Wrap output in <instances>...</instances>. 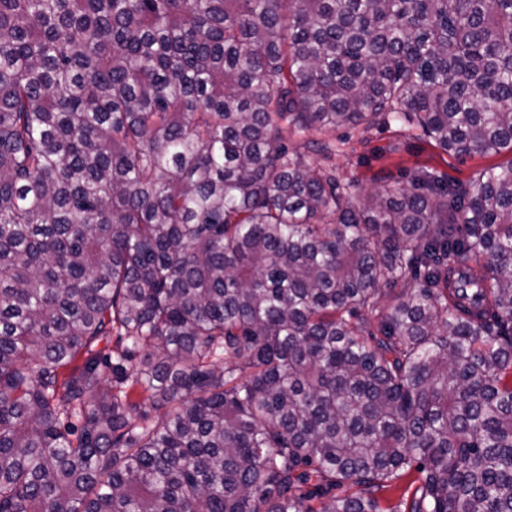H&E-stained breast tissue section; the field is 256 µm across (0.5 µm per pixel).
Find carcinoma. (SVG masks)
I'll use <instances>...</instances> for the list:
<instances>
[{"label": "carcinoma", "instance_id": "cac0c4a2", "mask_svg": "<svg viewBox=\"0 0 512 512\" xmlns=\"http://www.w3.org/2000/svg\"><path fill=\"white\" fill-rule=\"evenodd\" d=\"M391 122L512 153V0H0V512H512V160L288 147ZM333 138L341 150L332 160L337 174L343 179H357L363 192L383 185L408 184L421 171L444 181L466 182L480 169L510 159V154H449L416 139L408 127L393 122L368 130L342 127L336 129ZM418 473L411 471L396 481L395 488L383 491L377 494L380 498V504L383 508L395 507L402 499L411 496L415 488L419 485L417 480Z\"/></svg>", "mask_w": 512, "mask_h": 512}]
</instances>
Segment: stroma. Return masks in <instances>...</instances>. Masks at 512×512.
I'll use <instances>...</instances> for the list:
<instances>
[{
    "label": "stroma",
    "instance_id": "1",
    "mask_svg": "<svg viewBox=\"0 0 512 512\" xmlns=\"http://www.w3.org/2000/svg\"><path fill=\"white\" fill-rule=\"evenodd\" d=\"M334 137L340 148L333 160L337 174L355 179L361 191L383 185H404L426 171L445 181L470 180L480 169L505 163V156L454 155L416 139L397 123L365 130L342 127Z\"/></svg>",
    "mask_w": 512,
    "mask_h": 512
}]
</instances>
